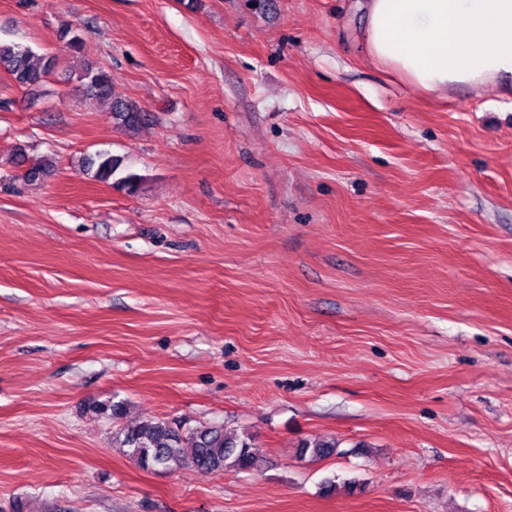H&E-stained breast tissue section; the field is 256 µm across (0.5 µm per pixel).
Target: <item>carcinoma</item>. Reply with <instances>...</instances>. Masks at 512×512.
Returning <instances> with one entry per match:
<instances>
[{
  "mask_svg": "<svg viewBox=\"0 0 512 512\" xmlns=\"http://www.w3.org/2000/svg\"><path fill=\"white\" fill-rule=\"evenodd\" d=\"M55 59L35 53L30 47L17 43L0 44V69L18 87L40 85L52 72ZM78 79L86 89L89 102L111 99L112 74L92 64H83ZM112 114L117 126L137 129L146 113L135 103L112 99ZM118 169V161L108 153H96L84 158V171L99 182H107ZM120 447L143 467L161 466L165 469L190 467L201 472L245 471L253 468L258 449L248 438L228 431L222 426L174 429L169 422L159 420L121 428L116 433ZM338 448L333 439L321 438L306 442L301 453L315 458L333 455Z\"/></svg>",
  "mask_w": 512,
  "mask_h": 512,
  "instance_id": "1",
  "label": "carcinoma"
}]
</instances>
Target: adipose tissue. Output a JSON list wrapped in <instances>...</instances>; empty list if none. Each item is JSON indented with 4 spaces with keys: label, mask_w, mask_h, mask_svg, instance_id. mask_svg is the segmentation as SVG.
Segmentation results:
<instances>
[{
    "label": "adipose tissue",
    "mask_w": 512,
    "mask_h": 512,
    "mask_svg": "<svg viewBox=\"0 0 512 512\" xmlns=\"http://www.w3.org/2000/svg\"><path fill=\"white\" fill-rule=\"evenodd\" d=\"M366 54L427 92L512 88V0H364Z\"/></svg>",
    "instance_id": "adipose-tissue-1"
}]
</instances>
